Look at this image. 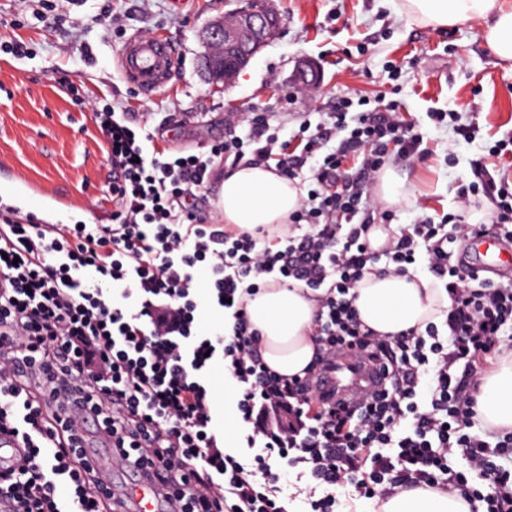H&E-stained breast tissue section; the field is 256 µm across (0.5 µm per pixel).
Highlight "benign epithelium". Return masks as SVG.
Here are the masks:
<instances>
[{
    "label": "benign epithelium",
    "mask_w": 512,
    "mask_h": 512,
    "mask_svg": "<svg viewBox=\"0 0 512 512\" xmlns=\"http://www.w3.org/2000/svg\"><path fill=\"white\" fill-rule=\"evenodd\" d=\"M281 30L273 0L258 8L239 6L231 17L212 20L202 32L203 73L213 85L228 84Z\"/></svg>",
    "instance_id": "1"
}]
</instances>
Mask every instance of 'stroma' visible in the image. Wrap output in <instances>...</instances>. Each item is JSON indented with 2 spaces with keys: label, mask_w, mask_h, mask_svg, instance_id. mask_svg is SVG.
<instances>
[{
  "label": "stroma",
  "mask_w": 512,
  "mask_h": 512,
  "mask_svg": "<svg viewBox=\"0 0 512 512\" xmlns=\"http://www.w3.org/2000/svg\"><path fill=\"white\" fill-rule=\"evenodd\" d=\"M400 0H275L282 19L237 79L217 88L199 66V33L236 0H0V193L22 194L24 215L54 224H107L112 217V167L91 116L123 102L174 150L224 137L226 123L241 124L251 107L296 125L304 113L326 112L337 98L397 92L405 121L419 125L431 153L403 161L406 198L395 221L419 212L458 210L456 185L471 160L512 134V69L485 44L486 21L437 30L399 10ZM136 34L168 37L180 68L153 98L123 79L115 59ZM27 47L16 59L11 44ZM93 57H85V46ZM313 62L317 84L300 90L297 70ZM74 72L73 87L59 83ZM80 105H73V98ZM466 112L480 126L475 142L454 143L448 128L428 115Z\"/></svg>",
  "instance_id": "35a3bbf8"
}]
</instances>
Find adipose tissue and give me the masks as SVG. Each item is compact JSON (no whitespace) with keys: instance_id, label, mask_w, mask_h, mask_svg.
Segmentation results:
<instances>
[{"instance_id":"adipose-tissue-1","label":"adipose tissue","mask_w":512,"mask_h":512,"mask_svg":"<svg viewBox=\"0 0 512 512\" xmlns=\"http://www.w3.org/2000/svg\"><path fill=\"white\" fill-rule=\"evenodd\" d=\"M402 10L415 22L446 29L485 19V40L496 58L512 63V5L507 0H402ZM300 192L273 170L241 166L225 176L221 192L224 221L244 229H273L297 209ZM355 305L362 321L377 333L393 335L423 325L440 299L429 279L372 275L357 289ZM253 326L260 333L264 361L279 373L303 374L316 353L310 334L316 304L301 289L267 288L249 303ZM478 410L489 422L512 427V363L480 386ZM383 512H469L455 495L405 489L382 506Z\"/></svg>"}]
</instances>
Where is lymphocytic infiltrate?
Returning a JSON list of instances; mask_svg holds the SVG:
<instances>
[{
  "mask_svg": "<svg viewBox=\"0 0 512 512\" xmlns=\"http://www.w3.org/2000/svg\"><path fill=\"white\" fill-rule=\"evenodd\" d=\"M400 109L344 96L290 129L254 107L245 133L175 153L128 112L93 114L114 173L111 223L0 220V429L26 451L19 470L0 472V495L17 512H112L110 472L129 467L158 482L162 512H291L288 477L306 512L361 498L379 507L408 488L512 512V433L485 428L477 411L489 359L512 356V284L478 280L456 254L485 202V227L512 238V175L473 160L458 211L392 228L374 183L391 162L428 156ZM242 164L305 184L287 224L208 223L201 196ZM377 224L390 228L380 250L369 240ZM414 270L448 297L437 321L395 335L366 326L360 282ZM297 286L317 305L316 355L288 378L263 360L247 304ZM203 293L231 318L206 334ZM362 354L383 362L388 389L354 407L321 404L311 391L321 368ZM217 366L235 383L238 452L214 432ZM84 413L110 468L86 457Z\"/></svg>",
  "mask_w": 512,
  "mask_h": 512,
  "instance_id": "obj_1",
  "label": "lymphocytic infiltrate"
}]
</instances>
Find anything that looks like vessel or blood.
<instances>
[{
  "label": "vessel or blood",
  "mask_w": 512,
  "mask_h": 512,
  "mask_svg": "<svg viewBox=\"0 0 512 512\" xmlns=\"http://www.w3.org/2000/svg\"><path fill=\"white\" fill-rule=\"evenodd\" d=\"M177 63L178 53L174 44L159 36L130 37L118 55V67L123 78L144 95L164 89ZM505 252L500 236L491 232L474 233L463 247L470 268L481 276L499 271ZM381 380L382 371L378 365L358 367L349 362H340L324 372L316 385L326 393L363 399L380 390ZM118 488L124 493L134 492L133 502L137 512H157V489L141 471L125 472Z\"/></svg>",
  "instance_id": "1"
}]
</instances>
